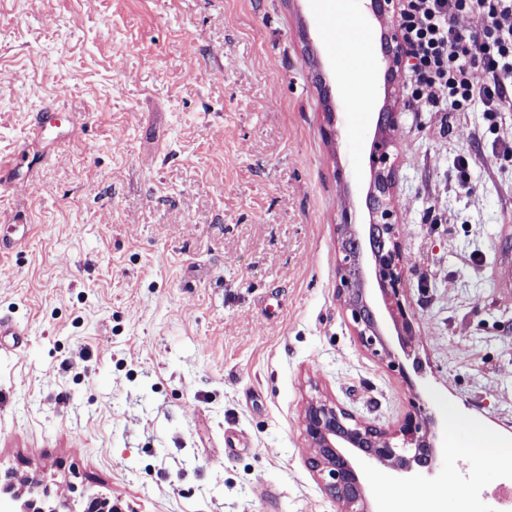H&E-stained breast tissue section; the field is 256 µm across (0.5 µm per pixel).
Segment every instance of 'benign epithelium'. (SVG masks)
Masks as SVG:
<instances>
[{
    "label": "benign epithelium",
    "instance_id": "7a95c632",
    "mask_svg": "<svg viewBox=\"0 0 512 512\" xmlns=\"http://www.w3.org/2000/svg\"><path fill=\"white\" fill-rule=\"evenodd\" d=\"M394 0H370V9L384 28V73L398 78L407 53L400 29L390 21ZM399 112L392 90L385 89V103L378 114L370 144L367 191L369 221L355 222L349 207L340 211L336 224L337 297L351 318L359 345L399 369L409 389L415 383L400 363L383 331L389 318L406 358H411L415 315L402 299L405 267L400 224L394 218L396 184L393 133ZM303 434L313 449L311 468L326 492L336 500L337 512H371L359 463H378L403 473L433 471L439 455L437 422L425 403L415 397L410 410L395 425L385 428L366 422L335 401L314 396L304 409ZM0 512H59L37 505L35 498L21 500L10 487L0 489Z\"/></svg>",
    "mask_w": 512,
    "mask_h": 512
}]
</instances>
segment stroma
Here are the masks:
<instances>
[{"mask_svg": "<svg viewBox=\"0 0 512 512\" xmlns=\"http://www.w3.org/2000/svg\"><path fill=\"white\" fill-rule=\"evenodd\" d=\"M329 25L322 0H0V222L33 228L0 259V316L28 331L0 340L15 491L336 512L302 429L317 390L383 427L415 396L458 418L429 479L365 467L372 497L496 512L504 480L468 423L512 439V112L398 98L394 207L425 367L407 387L337 299L335 225L346 204L367 218L384 71L352 111L361 47L332 53ZM49 105L83 119L38 129Z\"/></svg>", "mask_w": 512, "mask_h": 512, "instance_id": "stroma-1", "label": "stroma"}]
</instances>
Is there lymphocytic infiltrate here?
<instances>
[{
    "mask_svg": "<svg viewBox=\"0 0 512 512\" xmlns=\"http://www.w3.org/2000/svg\"><path fill=\"white\" fill-rule=\"evenodd\" d=\"M397 23L417 111L512 107V0H400Z\"/></svg>",
    "mask_w": 512,
    "mask_h": 512,
    "instance_id": "1",
    "label": "lymphocytic infiltrate"
}]
</instances>
